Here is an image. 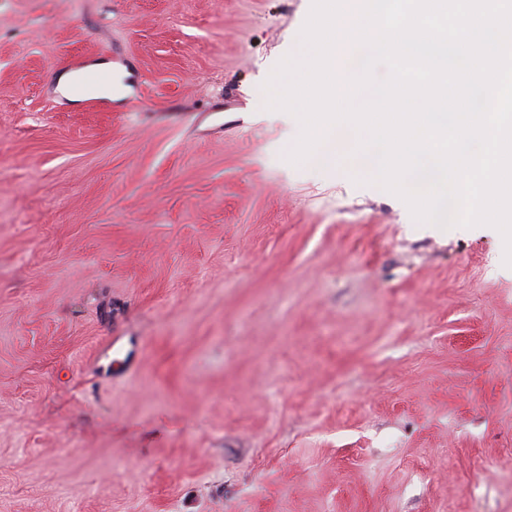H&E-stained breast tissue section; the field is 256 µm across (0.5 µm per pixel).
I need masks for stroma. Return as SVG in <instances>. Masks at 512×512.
Returning <instances> with one entry per match:
<instances>
[{
  "instance_id": "obj_1",
  "label": "stroma",
  "mask_w": 512,
  "mask_h": 512,
  "mask_svg": "<svg viewBox=\"0 0 512 512\" xmlns=\"http://www.w3.org/2000/svg\"><path fill=\"white\" fill-rule=\"evenodd\" d=\"M311 3L0 0V512H512L504 241L286 160ZM105 69L112 71V68L107 64H97L83 70L67 72L60 77L58 90L71 102L82 101L87 96L79 88L83 84L86 75L94 70Z\"/></svg>"
}]
</instances>
